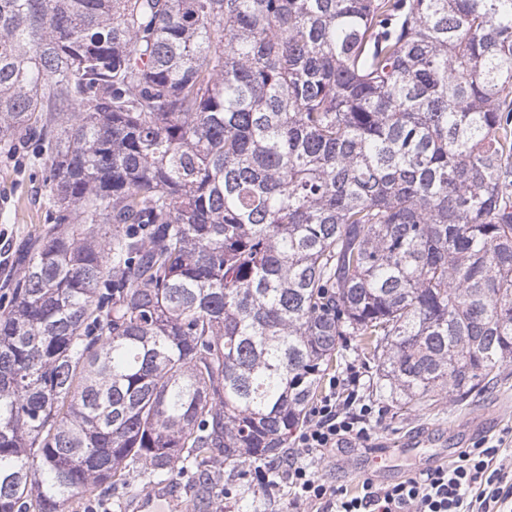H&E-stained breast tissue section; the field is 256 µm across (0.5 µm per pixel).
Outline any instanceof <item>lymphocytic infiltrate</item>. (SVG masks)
I'll return each instance as SVG.
<instances>
[{
    "label": "lymphocytic infiltrate",
    "instance_id": "obj_1",
    "mask_svg": "<svg viewBox=\"0 0 512 512\" xmlns=\"http://www.w3.org/2000/svg\"><path fill=\"white\" fill-rule=\"evenodd\" d=\"M356 373L332 381V391L313 409L298 442L303 459L281 473L293 488L295 505L320 504L325 512H512V482L496 467L499 445L463 451L458 460L403 481L364 480L358 495L327 485L313 469L316 454L351 439L367 438L373 406L359 397Z\"/></svg>",
    "mask_w": 512,
    "mask_h": 512
}]
</instances>
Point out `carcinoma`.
<instances>
[{
    "instance_id": "carcinoma-1",
    "label": "carcinoma",
    "mask_w": 512,
    "mask_h": 512,
    "mask_svg": "<svg viewBox=\"0 0 512 512\" xmlns=\"http://www.w3.org/2000/svg\"><path fill=\"white\" fill-rule=\"evenodd\" d=\"M0 512L272 467L350 336L407 409L512 363V0H0ZM44 192L19 160L0 157V281L15 274L14 252L43 225Z\"/></svg>"
}]
</instances>
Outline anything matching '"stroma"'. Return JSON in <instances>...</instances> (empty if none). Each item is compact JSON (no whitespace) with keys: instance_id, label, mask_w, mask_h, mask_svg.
<instances>
[{"instance_id":"35a3bbf8","label":"stroma","mask_w":512,"mask_h":512,"mask_svg":"<svg viewBox=\"0 0 512 512\" xmlns=\"http://www.w3.org/2000/svg\"><path fill=\"white\" fill-rule=\"evenodd\" d=\"M43 196V187L34 181L28 168L19 160L0 157V280L14 274V252L40 231ZM352 365L362 374L359 393L372 401L374 415L368 438L342 443L316 459L319 476L330 485L357 490L365 478L359 464L381 447L391 450L388 460L393 480L415 475L417 459L398 452L397 447L421 434L432 442L428 455L451 460L462 449L483 440L512 437V365L501 369L499 376L468 404H456L442 395L431 407L415 411L401 409L391 398L372 391L369 364L355 342H348L339 367L331 369L329 375L340 377ZM222 482L225 493L219 501L220 512H289L291 496L287 487L264 482L257 468H249L244 476L224 473Z\"/></svg>"}]
</instances>
